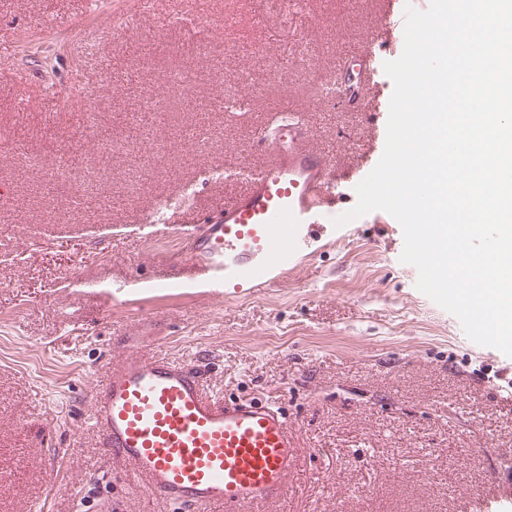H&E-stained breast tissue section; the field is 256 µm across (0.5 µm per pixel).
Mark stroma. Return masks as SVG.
Here are the masks:
<instances>
[{
	"label": "stroma",
	"mask_w": 512,
	"mask_h": 512,
	"mask_svg": "<svg viewBox=\"0 0 512 512\" xmlns=\"http://www.w3.org/2000/svg\"><path fill=\"white\" fill-rule=\"evenodd\" d=\"M135 0H0V512H176L135 484L89 419L93 392L119 363L128 335L152 330V353L197 363L217 399L273 396L285 409L298 465L278 502L247 512H512V357L471 341L460 321L420 292L402 263L403 231L383 211L339 227L278 287L227 301L188 278L187 242L148 237L156 201L183 185L184 220L223 208L244 181L210 169L256 166L254 128L280 92L309 106L308 144L339 167L379 162L391 81L360 112L318 99L346 44L382 26L379 0H303L300 10L260 0H158L157 12L121 35L83 39L92 8L132 10ZM193 8L200 37L234 46L224 71L245 112H213L207 149L178 129L195 124L185 100L169 113L166 153L132 185L146 138L115 125L142 85L164 87L175 68L202 75L197 98L217 94L198 37L163 16ZM32 99L16 110V94ZM93 104L125 151L104 160L102 137L76 116ZM36 151L46 166L73 154L99 171L77 192L112 201L93 213L45 195L14 163ZM127 283L125 302L113 284ZM155 316L152 326L144 314Z\"/></svg>",
	"instance_id": "stroma-1"
}]
</instances>
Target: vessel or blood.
Listing matches in <instances>:
<instances>
[{"instance_id":"b4317fda","label":"vessel or blood","mask_w":512,"mask_h":512,"mask_svg":"<svg viewBox=\"0 0 512 512\" xmlns=\"http://www.w3.org/2000/svg\"><path fill=\"white\" fill-rule=\"evenodd\" d=\"M381 34L351 51L362 68L356 86L347 75L327 84L351 104L366 106V91L384 78ZM305 112L282 114L276 130L258 126L250 150L266 154L243 169V193L201 223L172 224L171 200L158 201L149 221L160 235L190 243L187 263L212 292L228 298L279 285L290 270L336 235L333 220L347 209L357 172L341 170L308 144ZM147 336L127 338L119 364L94 391L89 416L113 454L134 477L189 512H225L281 499L296 467L288 416L273 400H224L203 391L202 370L150 354Z\"/></svg>"}]
</instances>
